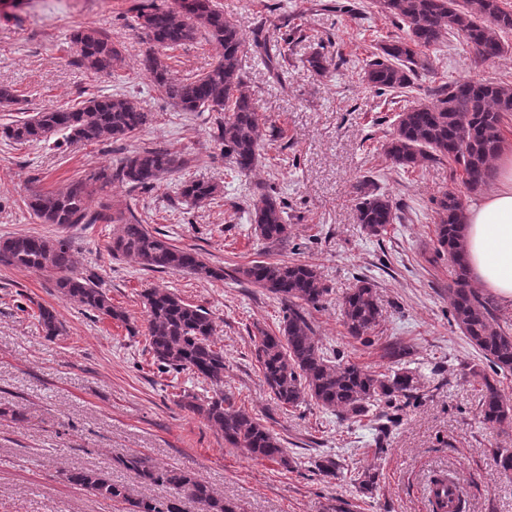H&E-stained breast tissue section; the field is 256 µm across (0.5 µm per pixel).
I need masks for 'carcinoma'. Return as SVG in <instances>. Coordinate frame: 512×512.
Listing matches in <instances>:
<instances>
[{"instance_id":"1","label":"carcinoma","mask_w":512,"mask_h":512,"mask_svg":"<svg viewBox=\"0 0 512 512\" xmlns=\"http://www.w3.org/2000/svg\"><path fill=\"white\" fill-rule=\"evenodd\" d=\"M380 12L395 19L405 36L382 47L366 63L364 80L379 93L410 88L432 67L424 55L452 34L462 35L479 59H497L509 50L503 34L512 32V10L503 0H372ZM136 29L148 48L143 70L152 83L184 112H222L215 142L238 174L250 173L262 158V131L268 117L259 112L242 72L245 41L234 23L224 18L216 0H196L191 10L141 0L135 7ZM204 32L222 53L212 68L193 78H180L172 70L167 52ZM77 47V63L95 74H112L122 62V51L109 37L90 28H77L71 36ZM512 113V85L505 82L462 79L444 85L435 99L420 102L397 114L385 153L393 167L403 171L429 161L448 160L452 172L470 193L481 191L494 177L492 161L502 149L500 127ZM150 113L126 95L92 96L67 109L45 107L27 119L0 129V136L17 144L42 143L54 149L71 144L119 141L143 130ZM63 135V140L55 139ZM186 164L181 156L161 147H144L120 158L117 165H102L86 177L67 182L53 191L31 189L26 205L43 224L60 228L76 224H115L110 252L134 259L144 270L182 272L199 278L220 279L224 270L206 263L199 252L175 246L160 232H151L134 214L112 211L107 189L117 180L134 188L151 189L179 172ZM358 220L372 236H380L396 219L393 200L372 188L368 180L354 185ZM218 186L184 181L180 195L194 203L215 199ZM100 198L92 211L90 199ZM437 251L448 254L452 280L448 297L453 319L493 373L512 372V334L495 321L496 303L474 287L468 273L461 236L464 203L448 191L438 204ZM252 224L257 237L286 245L289 225L286 201L263 184L256 185L252 200ZM0 265L23 267L52 278L64 298L87 311L121 323L126 313L112 305L106 291L89 276L75 270L70 238L15 235L0 239ZM247 281L265 289L284 306L278 333L262 331L255 337L254 354L263 383L285 409L312 402L341 420L353 423L374 412L386 419L381 431L399 420L402 405L420 397L415 372L400 367L377 373L329 353L315 339L305 307L317 306L326 294L320 279L307 264L260 260L239 270ZM146 313L145 336L149 353L165 371L191 372L209 385L199 397L185 394L180 406L217 428L224 442L247 457L290 465L281 438L249 412L235 407L224 395V351L212 340V313L185 302L168 289L151 288L141 294ZM347 334L368 340L380 317L373 284L360 281L341 304ZM38 322L47 336H57L61 323L49 307L38 308ZM481 381L480 415L491 427L512 420V405L500 386L485 373ZM139 477L169 490L163 499H131L128 488L105 473L75 469L66 480L90 494L125 501L131 512H186L196 502L203 512H240L234 502L216 496L191 473L156 468L141 456L127 459ZM378 474L355 470L349 481L361 493L372 492Z\"/></svg>"}]
</instances>
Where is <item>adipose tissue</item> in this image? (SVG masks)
I'll return each mask as SVG.
<instances>
[{"instance_id":"obj_1","label":"adipose tissue","mask_w":512,"mask_h":512,"mask_svg":"<svg viewBox=\"0 0 512 512\" xmlns=\"http://www.w3.org/2000/svg\"><path fill=\"white\" fill-rule=\"evenodd\" d=\"M497 181L464 213V249L474 283L512 307V153L496 159Z\"/></svg>"}]
</instances>
